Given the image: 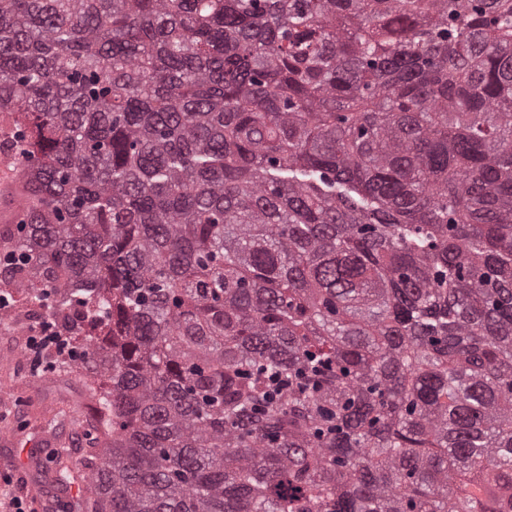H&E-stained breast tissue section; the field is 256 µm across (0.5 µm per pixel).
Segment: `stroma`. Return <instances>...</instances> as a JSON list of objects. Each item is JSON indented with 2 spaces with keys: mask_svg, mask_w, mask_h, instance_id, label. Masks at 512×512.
Instances as JSON below:
<instances>
[{
  "mask_svg": "<svg viewBox=\"0 0 512 512\" xmlns=\"http://www.w3.org/2000/svg\"><path fill=\"white\" fill-rule=\"evenodd\" d=\"M25 344L0 329V474L23 485L36 512H73L74 486L57 473H81L91 438L101 434L98 406L74 366L32 375L19 355Z\"/></svg>",
  "mask_w": 512,
  "mask_h": 512,
  "instance_id": "obj_1",
  "label": "stroma"
}]
</instances>
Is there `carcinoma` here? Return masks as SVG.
<instances>
[{
  "label": "carcinoma",
  "mask_w": 512,
  "mask_h": 512,
  "mask_svg": "<svg viewBox=\"0 0 512 512\" xmlns=\"http://www.w3.org/2000/svg\"><path fill=\"white\" fill-rule=\"evenodd\" d=\"M0 115L81 512H512V0H0Z\"/></svg>",
  "instance_id": "obj_1"
}]
</instances>
